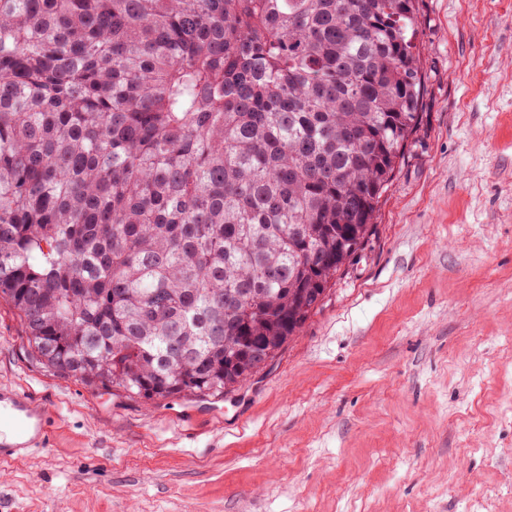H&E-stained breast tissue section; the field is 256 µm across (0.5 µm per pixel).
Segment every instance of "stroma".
<instances>
[{
	"label": "stroma",
	"mask_w": 512,
	"mask_h": 512,
	"mask_svg": "<svg viewBox=\"0 0 512 512\" xmlns=\"http://www.w3.org/2000/svg\"><path fill=\"white\" fill-rule=\"evenodd\" d=\"M420 125L377 230L272 365L151 405L32 364L53 409L0 512H512V0H418Z\"/></svg>",
	"instance_id": "1"
}]
</instances>
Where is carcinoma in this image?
<instances>
[{"instance_id": "obj_1", "label": "carcinoma", "mask_w": 512, "mask_h": 512, "mask_svg": "<svg viewBox=\"0 0 512 512\" xmlns=\"http://www.w3.org/2000/svg\"><path fill=\"white\" fill-rule=\"evenodd\" d=\"M417 0H0V299L147 401L270 366L376 233Z\"/></svg>"}]
</instances>
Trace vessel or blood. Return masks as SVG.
Returning <instances> with one entry per match:
<instances>
[{
    "label": "vessel or blood",
    "instance_id": "vessel-or-blood-1",
    "mask_svg": "<svg viewBox=\"0 0 512 512\" xmlns=\"http://www.w3.org/2000/svg\"><path fill=\"white\" fill-rule=\"evenodd\" d=\"M51 407L46 401L16 389L0 390V459L47 445Z\"/></svg>",
    "mask_w": 512,
    "mask_h": 512
}]
</instances>
